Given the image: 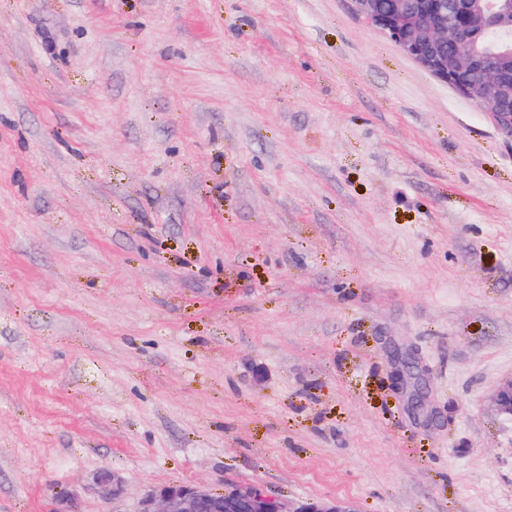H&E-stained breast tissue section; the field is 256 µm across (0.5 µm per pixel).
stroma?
<instances>
[{"label": "stroma", "mask_w": 512, "mask_h": 512, "mask_svg": "<svg viewBox=\"0 0 512 512\" xmlns=\"http://www.w3.org/2000/svg\"><path fill=\"white\" fill-rule=\"evenodd\" d=\"M510 374L512 133L349 0H0V512H512ZM397 362L394 379L402 390H410L407 408L413 415H418L424 406L426 388L418 372V362L411 353L397 357ZM137 512H355L342 500L302 501L284 507L261 490L231 487L213 491L193 484L162 485L151 489Z\"/></svg>", "instance_id": "obj_1"}]
</instances>
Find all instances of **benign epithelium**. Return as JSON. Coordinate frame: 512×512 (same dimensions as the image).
I'll use <instances>...</instances> for the list:
<instances>
[{
	"instance_id": "obj_1",
	"label": "benign epithelium",
	"mask_w": 512,
	"mask_h": 512,
	"mask_svg": "<svg viewBox=\"0 0 512 512\" xmlns=\"http://www.w3.org/2000/svg\"><path fill=\"white\" fill-rule=\"evenodd\" d=\"M354 13L380 31L436 78L512 130V0H350ZM497 48L484 46L488 33ZM394 379L409 391L408 410L423 409L425 385L418 362L407 353L397 359ZM498 411L512 419V376L495 393ZM100 497L116 500L121 487L104 470L97 481ZM138 512H354L342 500L302 501L288 508L251 487L213 491L193 484L162 485L141 500Z\"/></svg>"
}]
</instances>
